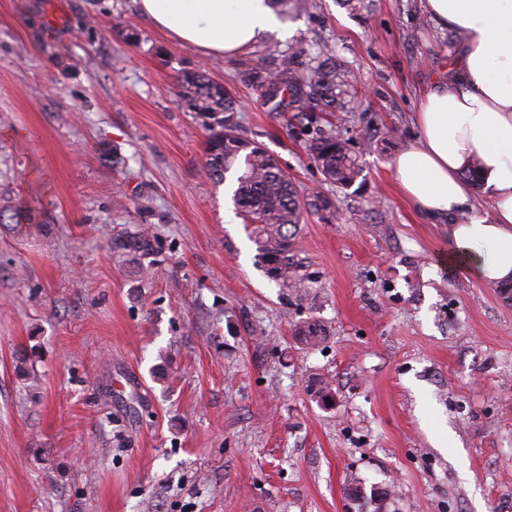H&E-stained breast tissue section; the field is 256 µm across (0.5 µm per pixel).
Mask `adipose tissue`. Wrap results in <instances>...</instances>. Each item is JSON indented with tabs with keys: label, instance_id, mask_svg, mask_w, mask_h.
I'll use <instances>...</instances> for the list:
<instances>
[{
	"label": "adipose tissue",
	"instance_id": "1",
	"mask_svg": "<svg viewBox=\"0 0 512 512\" xmlns=\"http://www.w3.org/2000/svg\"><path fill=\"white\" fill-rule=\"evenodd\" d=\"M173 39L208 57H228L283 23L270 0H137ZM439 30L464 33L449 81H434L416 112L417 145L394 158L401 192L422 214L450 219L463 260L489 284L512 280V0H423ZM478 164L491 220L455 222L469 207L464 177Z\"/></svg>",
	"mask_w": 512,
	"mask_h": 512
}]
</instances>
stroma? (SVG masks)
<instances>
[{"mask_svg": "<svg viewBox=\"0 0 512 512\" xmlns=\"http://www.w3.org/2000/svg\"><path fill=\"white\" fill-rule=\"evenodd\" d=\"M316 3L285 12L287 36L207 58L134 0H0V209L44 212L0 223V512H373L354 478L390 488L388 512H512V300L452 260L447 221L393 170L455 48L421 0ZM297 43L356 78L332 124L362 170L350 189L237 78ZM198 68L300 195L336 200L335 223L297 228L303 293L224 221L232 196L203 173L213 121L176 94ZM142 228L145 272L112 253Z\"/></svg>", "mask_w": 512, "mask_h": 512, "instance_id": "stroma-1", "label": "stroma"}]
</instances>
